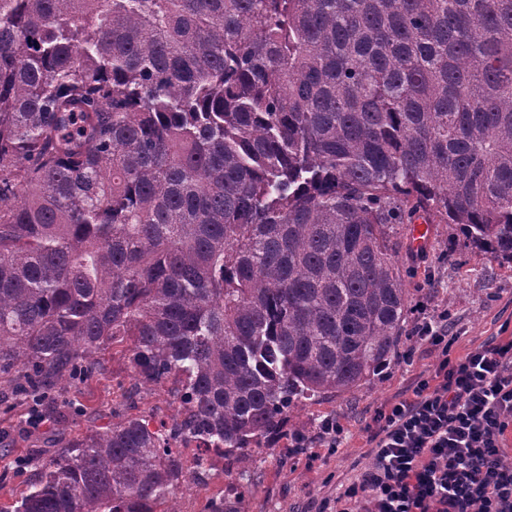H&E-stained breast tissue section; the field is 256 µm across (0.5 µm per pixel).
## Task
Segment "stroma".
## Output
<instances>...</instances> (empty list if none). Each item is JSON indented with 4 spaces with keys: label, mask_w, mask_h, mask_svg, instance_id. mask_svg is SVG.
<instances>
[{
    "label": "stroma",
    "mask_w": 512,
    "mask_h": 512,
    "mask_svg": "<svg viewBox=\"0 0 512 512\" xmlns=\"http://www.w3.org/2000/svg\"><path fill=\"white\" fill-rule=\"evenodd\" d=\"M414 227L395 226L390 234L400 266L412 292L411 311L402 333V349H413L411 360L395 361L379 376L352 392L324 398L291 413L280 434L256 453L250 479L254 494L242 496L237 475H212L189 483L178 495L183 512H204L208 498L223 495L230 512H321L335 500L342 485L372 462L366 429L376 412L395 396L409 391L419 375H432L438 360L433 348L418 343L413 325L447 310L449 331L457 342L453 353L463 356L493 337L512 336V263L475 248L454 224L428 227L424 248L413 244ZM132 384L125 348L104 349L93 376L61 389L44 411L43 429H28L29 403H0V505H10L35 473L40 451L82 437L91 423H106L127 414L173 412L166 390L130 396ZM327 418L343 424L339 449L322 447L319 425ZM309 437L310 449L295 452L291 438Z\"/></svg>",
    "instance_id": "1"
}]
</instances>
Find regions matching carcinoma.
<instances>
[{"instance_id":"1","label":"carcinoma","mask_w":512,"mask_h":512,"mask_svg":"<svg viewBox=\"0 0 512 512\" xmlns=\"http://www.w3.org/2000/svg\"><path fill=\"white\" fill-rule=\"evenodd\" d=\"M512 262V0H0V396L127 345L146 415L0 512H176L399 353L395 224Z\"/></svg>"}]
</instances>
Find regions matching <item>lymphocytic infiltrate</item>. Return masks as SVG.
Masks as SVG:
<instances>
[{
	"instance_id": "f902f5d3",
	"label": "lymphocytic infiltrate",
	"mask_w": 512,
	"mask_h": 512,
	"mask_svg": "<svg viewBox=\"0 0 512 512\" xmlns=\"http://www.w3.org/2000/svg\"><path fill=\"white\" fill-rule=\"evenodd\" d=\"M413 332L439 349L435 378L379 413L336 512H512V339L454 359L447 313Z\"/></svg>"
}]
</instances>
